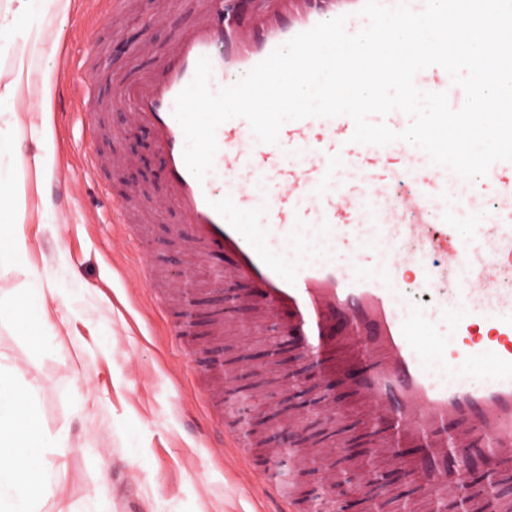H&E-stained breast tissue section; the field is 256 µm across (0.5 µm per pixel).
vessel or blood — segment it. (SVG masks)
Listing matches in <instances>:
<instances>
[{"label": "vessel or blood", "instance_id": "b4317fda", "mask_svg": "<svg viewBox=\"0 0 512 512\" xmlns=\"http://www.w3.org/2000/svg\"><path fill=\"white\" fill-rule=\"evenodd\" d=\"M330 11L309 10L289 20L288 0H201L192 29L177 34L170 56L157 69L123 85L115 104L127 108L134 127L148 128L165 170L167 201L190 235L184 243L189 263L224 259V277L240 285L244 305L278 318L281 330L303 352L321 362L324 407L335 410V389L354 390L382 410L392 426L377 455L405 464L417 475L424 495L441 494L450 512H512V499H500L478 485L480 474L512 469V293L494 286L493 272L512 262V162L492 165L491 177L470 183V193L493 199L486 219L493 239L464 244L456 223L464 200L436 208L454 175L425 164L413 170L399 147L352 142L351 118H306L283 125L275 145L257 142L245 119L217 130L219 150L204 181H197L183 159L185 139L172 115L178 93L192 80L200 58H208L212 90L237 82L275 48L317 23ZM419 88L447 92L452 108L464 93L448 73L432 66L416 77ZM304 151L302 162L290 153ZM349 165L363 180L334 192L336 169ZM239 179L235 193H224V177ZM409 184L405 194L396 186ZM268 204L260 224L243 223L258 195ZM122 202L112 221L142 234L150 209ZM378 234L418 239L417 250L387 259L373 255L366 225ZM343 233L353 258L339 266L328 260L283 262L275 246L295 249L299 232ZM448 255L454 277L437 291L428 313L405 302L395 268L414 267L424 286L441 273L428 262L431 253Z\"/></svg>", "mask_w": 512, "mask_h": 512}]
</instances>
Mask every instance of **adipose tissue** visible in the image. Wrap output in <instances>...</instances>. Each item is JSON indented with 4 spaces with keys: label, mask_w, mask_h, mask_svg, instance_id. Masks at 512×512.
<instances>
[{
    "label": "adipose tissue",
    "mask_w": 512,
    "mask_h": 512,
    "mask_svg": "<svg viewBox=\"0 0 512 512\" xmlns=\"http://www.w3.org/2000/svg\"><path fill=\"white\" fill-rule=\"evenodd\" d=\"M71 0H6L0 6V55L14 58L8 71L0 73V271L20 261L26 242L19 234L15 213L18 199L13 175L27 156L16 137L17 120L33 83L49 93L50 70L34 71L33 60L53 56L57 43L48 28L66 18ZM34 388L19 387L14 366L0 363V512H42L61 484L63 471L49 472L34 463V453L62 447L64 441L50 437L36 412Z\"/></svg>",
    "instance_id": "obj_1"
}]
</instances>
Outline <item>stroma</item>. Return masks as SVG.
I'll return each instance as SVG.
<instances>
[{
  "instance_id": "obj_1",
  "label": "stroma",
  "mask_w": 512,
  "mask_h": 512,
  "mask_svg": "<svg viewBox=\"0 0 512 512\" xmlns=\"http://www.w3.org/2000/svg\"><path fill=\"white\" fill-rule=\"evenodd\" d=\"M152 27L135 36L144 21ZM196 22L195 0H130L113 19L109 0H72L65 20L54 21V57L42 60L53 73L46 109L19 115V135L31 139L47 128L53 178L34 163L16 174L25 204L27 254L0 275V297L12 300L25 320H0V357L38 393L42 426L62 435L65 448L48 455L66 479L43 512H274L256 475L274 477L297 467L300 512H330L320 476L308 464L281 458L264 463L261 428H253L250 459L224 451L222 423L210 417L198 395L217 372L206 348L220 341L230 352L241 344L254 350L268 343L264 319L244 309L253 324L247 340L209 333L215 295L207 289L210 265L191 266L188 290L201 317L186 328L184 309L159 314L141 288L125 287L146 266L174 272L181 254L172 242L178 223L165 207L166 185L150 132L130 128L125 110L114 107L118 84L149 73L168 51L171 38ZM104 43L103 58L87 56L89 36ZM146 44L137 52V44ZM93 69L102 120L87 130L79 77ZM121 152L129 165L103 178L83 176L87 152ZM143 184L157 208L149 215L145 242L121 237L112 222V196ZM53 326L44 332L43 323ZM180 326L172 334L171 326ZM344 411L335 430L325 425L303 431L301 447H337L374 428L370 407L352 389H341Z\"/></svg>"
}]
</instances>
